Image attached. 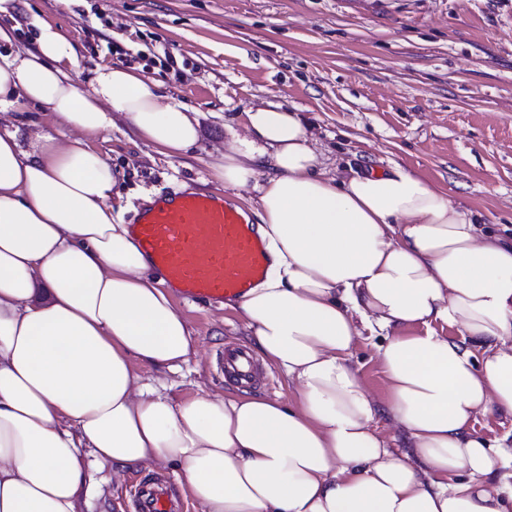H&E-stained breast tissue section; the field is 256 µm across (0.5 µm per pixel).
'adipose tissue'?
<instances>
[{"label":"adipose tissue","instance_id":"ef3b65f1","mask_svg":"<svg viewBox=\"0 0 512 512\" xmlns=\"http://www.w3.org/2000/svg\"><path fill=\"white\" fill-rule=\"evenodd\" d=\"M73 62L46 22L34 49L0 52V112L35 104L82 134L0 130V512H82L89 460L173 468L201 512H512V445L473 433L512 415V241L400 166L326 175L302 112L250 109L215 176L257 191L270 267L233 309L295 400H174L140 369L178 372L191 333L89 139L115 111L173 158L198 121L130 69L83 90ZM367 334L383 403L349 363Z\"/></svg>","mask_w":512,"mask_h":512}]
</instances>
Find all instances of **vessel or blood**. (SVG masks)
<instances>
[{"instance_id": "b4317fda", "label": "vessel or blood", "mask_w": 512, "mask_h": 512, "mask_svg": "<svg viewBox=\"0 0 512 512\" xmlns=\"http://www.w3.org/2000/svg\"><path fill=\"white\" fill-rule=\"evenodd\" d=\"M133 231L164 281L192 302L237 298L263 279L269 258L243 213L223 194L186 189L139 213ZM226 380L254 388L262 378L251 350L226 345L218 360ZM136 512H177L169 483L144 477L133 490Z\"/></svg>"}]
</instances>
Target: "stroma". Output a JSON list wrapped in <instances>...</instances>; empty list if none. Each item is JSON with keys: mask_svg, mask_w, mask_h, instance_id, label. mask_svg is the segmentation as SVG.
Segmentation results:
<instances>
[{"mask_svg": "<svg viewBox=\"0 0 512 512\" xmlns=\"http://www.w3.org/2000/svg\"><path fill=\"white\" fill-rule=\"evenodd\" d=\"M15 20L13 49L32 48L44 21L65 37L82 89L98 65L121 66L194 109L200 137L180 157L156 153L117 113L92 138L119 171L112 203L124 206L125 223L144 195L185 185L255 208L257 192L225 187L213 166L225 125L242 129L244 112L275 102L305 112L327 175L397 164L479 212L486 229L512 228V0H25ZM39 132L80 137L27 106L21 139ZM175 307L194 352L178 373L145 367L143 377L178 400L230 392L217 354L228 343L254 346L245 321L219 304ZM380 342L359 340L350 363L381 401ZM171 475L155 464L128 468L92 512H135L132 481Z\"/></svg>", "mask_w": 512, "mask_h": 512, "instance_id": "stroma-1", "label": "stroma"}]
</instances>
